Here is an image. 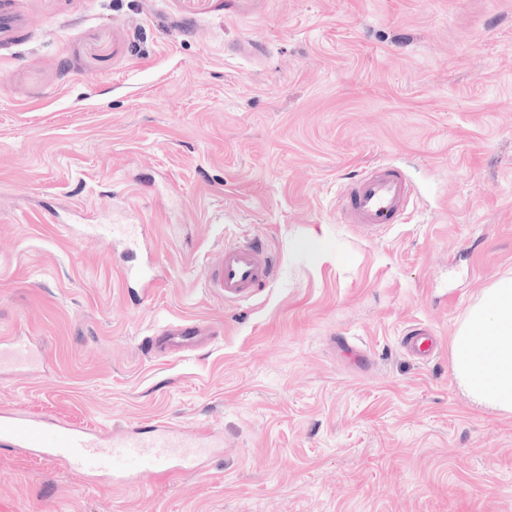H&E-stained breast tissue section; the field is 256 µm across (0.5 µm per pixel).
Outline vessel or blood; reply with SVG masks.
Masks as SVG:
<instances>
[{
    "label": "vessel or blood",
    "mask_w": 512,
    "mask_h": 512,
    "mask_svg": "<svg viewBox=\"0 0 512 512\" xmlns=\"http://www.w3.org/2000/svg\"><path fill=\"white\" fill-rule=\"evenodd\" d=\"M412 189L406 179L384 162L366 166L349 183L341 197L340 210L346 223L380 230L403 223ZM276 267L265 243L257 238L226 243L208 269L212 291L226 301L249 298L256 288L269 283ZM209 323L181 320L168 324L155 336L148 353L161 357L175 349L196 348L215 338ZM405 350L427 362L440 350V340L423 326L412 329L402 340ZM30 359L24 346L0 342V365L25 366ZM0 444L60 462L74 472L129 474L154 479L163 474L197 472L201 455L213 444L205 428L178 429L166 422L149 431L137 429L114 434L102 442L89 429L70 424L49 425L42 420L12 410L0 411Z\"/></svg>",
    "instance_id": "b4317fda"
}]
</instances>
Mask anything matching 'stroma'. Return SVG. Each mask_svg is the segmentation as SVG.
<instances>
[{"mask_svg": "<svg viewBox=\"0 0 512 512\" xmlns=\"http://www.w3.org/2000/svg\"><path fill=\"white\" fill-rule=\"evenodd\" d=\"M0 409L220 438L205 468L90 480L0 448V512H512V415L477 408L450 338L512 276V0H0ZM394 164L405 223L343 221ZM88 224H139L125 251ZM277 267L234 304L225 242ZM154 261L152 288L125 283ZM219 331L163 358L170 322ZM441 338L430 362L401 339ZM30 360V354L26 352V348L15 342H0V365L12 368H22Z\"/></svg>", "mask_w": 512, "mask_h": 512, "instance_id": "35a3bbf8", "label": "stroma"}]
</instances>
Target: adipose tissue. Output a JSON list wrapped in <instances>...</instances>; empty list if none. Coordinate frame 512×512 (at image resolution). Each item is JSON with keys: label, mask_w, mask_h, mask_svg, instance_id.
Wrapping results in <instances>:
<instances>
[{"label": "adipose tissue", "mask_w": 512, "mask_h": 512, "mask_svg": "<svg viewBox=\"0 0 512 512\" xmlns=\"http://www.w3.org/2000/svg\"><path fill=\"white\" fill-rule=\"evenodd\" d=\"M455 378L480 407L512 414V277L486 288L451 338Z\"/></svg>", "instance_id": "adipose-tissue-1"}]
</instances>
